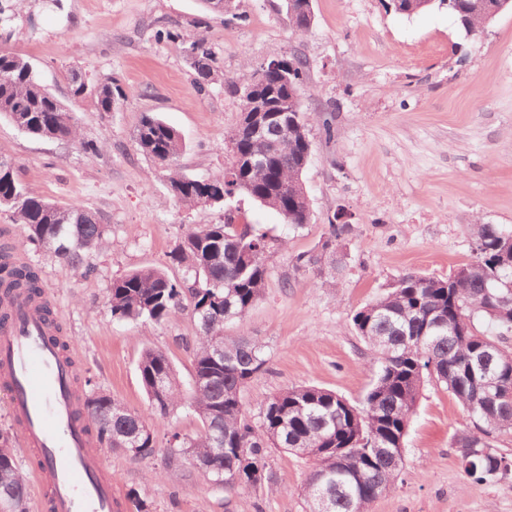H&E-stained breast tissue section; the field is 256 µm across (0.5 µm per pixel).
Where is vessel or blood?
<instances>
[{
    "mask_svg": "<svg viewBox=\"0 0 512 512\" xmlns=\"http://www.w3.org/2000/svg\"><path fill=\"white\" fill-rule=\"evenodd\" d=\"M1 311L0 390L21 444L39 460L32 481L42 508L115 512L112 473L79 405L74 360L58 353L37 304L19 300Z\"/></svg>",
    "mask_w": 512,
    "mask_h": 512,
    "instance_id": "vessel-or-blood-1",
    "label": "vessel or blood"
}]
</instances>
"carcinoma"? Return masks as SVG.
<instances>
[{"mask_svg": "<svg viewBox=\"0 0 512 512\" xmlns=\"http://www.w3.org/2000/svg\"><path fill=\"white\" fill-rule=\"evenodd\" d=\"M297 31L313 21L312 0H294ZM472 0H432L419 9H448L468 35L482 24L471 10ZM165 38L183 53L196 52L192 65L197 91L205 93L223 82L238 93L235 81L224 78L214 54L200 37L179 30ZM293 75L252 71L253 92L273 91L288 98L303 90L307 63L290 56ZM123 96L107 82L96 90L97 109L112 112ZM26 117L25 133L41 139L77 144L98 152L96 144L79 138L76 117L35 78L31 62L0 49V118L15 123ZM228 138L240 150L263 153V144L242 134L236 125ZM270 154L263 165L234 171L224 166L217 177L187 179L172 170L183 151L178 131L152 114L141 116L135 143L158 165L171 170L169 184L175 201L187 208H223L246 197L270 208L298 231L310 223L308 193L299 182L313 151L305 114H288L285 127L267 131ZM0 208L27 230V239L76 271L88 270V259L106 241L108 228L81 206H60L29 191L14 164L0 163ZM348 224H328V236L318 252L293 257L297 270L311 272L322 283L336 284V254ZM471 259L446 277L407 273L375 301L360 308L353 325L374 352L373 379L363 399L345 397L314 385L291 386L261 403L259 420L247 411L244 391L267 365L265 342L242 334H226L241 322L263 295L268 267L266 232L254 224L239 230L234 217L222 224L190 228L171 251L182 268L180 279L145 267L112 281V316L141 324H160L188 301L197 320L193 371L188 389L179 384L168 354L146 348L138 370L148 397L149 415L132 411L84 380L83 410L101 448H120L136 458L157 454V435L164 432L163 470L166 480H185L198 465L209 471L213 486L237 494L273 486L266 449L281 448L308 464L302 493L309 512H368L369 506L397 483L404 464L402 447L425 379L444 384L462 407L470 427L456 440L458 448H473L464 472L477 483L493 480L488 472L506 456L491 444L496 433L512 431V347L497 336L475 331L482 318L501 332L512 331V226L470 225ZM43 295L37 267L14 260L12 248L0 247V306L18 298ZM198 419L193 436L169 427L180 408ZM0 500L8 512H29L25 478L18 468L9 433L0 431Z\"/></svg>", "mask_w": 512, "mask_h": 512, "instance_id": "cac0c4a2", "label": "carcinoma"}]
</instances>
